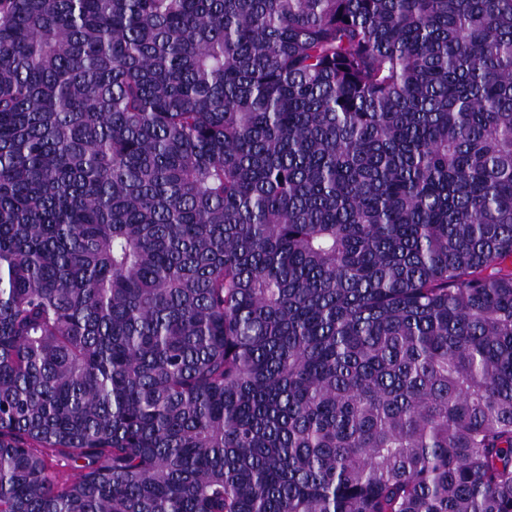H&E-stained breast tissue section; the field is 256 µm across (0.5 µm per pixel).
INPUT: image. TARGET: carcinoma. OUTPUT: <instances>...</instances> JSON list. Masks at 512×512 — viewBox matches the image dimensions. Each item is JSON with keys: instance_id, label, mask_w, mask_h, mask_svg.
I'll return each mask as SVG.
<instances>
[{"instance_id": "1", "label": "carcinoma", "mask_w": 512, "mask_h": 512, "mask_svg": "<svg viewBox=\"0 0 512 512\" xmlns=\"http://www.w3.org/2000/svg\"><path fill=\"white\" fill-rule=\"evenodd\" d=\"M0 512H512V0H0Z\"/></svg>"}]
</instances>
